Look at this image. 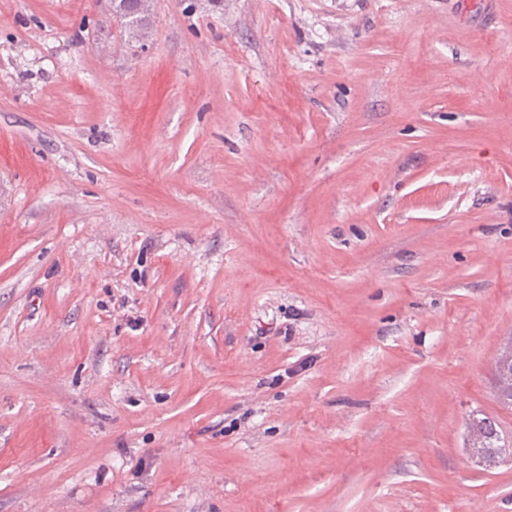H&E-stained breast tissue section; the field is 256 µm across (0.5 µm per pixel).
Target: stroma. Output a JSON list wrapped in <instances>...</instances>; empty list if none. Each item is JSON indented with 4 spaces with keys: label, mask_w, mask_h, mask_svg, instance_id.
I'll return each mask as SVG.
<instances>
[{
    "label": "stroma",
    "mask_w": 512,
    "mask_h": 512,
    "mask_svg": "<svg viewBox=\"0 0 512 512\" xmlns=\"http://www.w3.org/2000/svg\"><path fill=\"white\" fill-rule=\"evenodd\" d=\"M0 0V512H512V0ZM112 17L129 40L143 44L151 17L150 0H113ZM508 352L512 355V342L506 344L499 352L495 360L496 376V396L498 401L505 406H512V362L505 359L504 355ZM506 369V372H501V369ZM468 444L484 452L501 448L500 434L496 424L489 417H473L469 426Z\"/></svg>",
    "instance_id": "obj_1"
}]
</instances>
